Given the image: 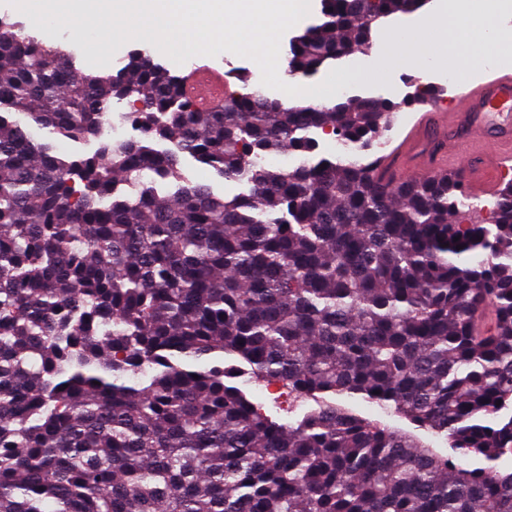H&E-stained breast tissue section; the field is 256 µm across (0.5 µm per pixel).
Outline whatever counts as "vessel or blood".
Instances as JSON below:
<instances>
[{
  "label": "vessel or blood",
  "instance_id": "vessel-or-blood-1",
  "mask_svg": "<svg viewBox=\"0 0 512 512\" xmlns=\"http://www.w3.org/2000/svg\"><path fill=\"white\" fill-rule=\"evenodd\" d=\"M181 80L200 110H212L224 100V73L219 69L198 65ZM506 108L512 110L511 72L461 87L456 109H446L437 100L428 103L396 150L379 162L378 174L393 183L408 170L420 176L460 169L468 196L492 193L512 169V127L493 124Z\"/></svg>",
  "mask_w": 512,
  "mask_h": 512
}]
</instances>
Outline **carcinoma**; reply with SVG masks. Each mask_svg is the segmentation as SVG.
<instances>
[{"label": "carcinoma", "mask_w": 512, "mask_h": 512, "mask_svg": "<svg viewBox=\"0 0 512 512\" xmlns=\"http://www.w3.org/2000/svg\"><path fill=\"white\" fill-rule=\"evenodd\" d=\"M423 2L325 0L288 72ZM114 98L146 141L64 159L0 116V512H512V183L474 216L458 179L391 188L358 158L397 104L200 112L140 53L75 71L0 23V113L99 139ZM181 153L248 193L190 185ZM241 377L308 409L282 422Z\"/></svg>", "instance_id": "1"}]
</instances>
